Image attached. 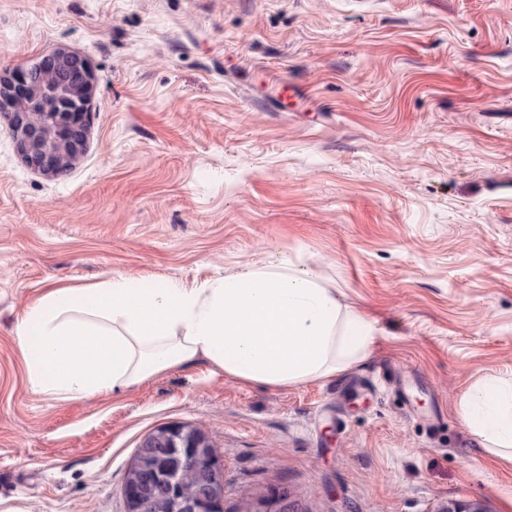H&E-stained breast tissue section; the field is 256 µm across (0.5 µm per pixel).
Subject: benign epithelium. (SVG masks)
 Returning a JSON list of instances; mask_svg holds the SVG:
<instances>
[{
	"mask_svg": "<svg viewBox=\"0 0 512 512\" xmlns=\"http://www.w3.org/2000/svg\"><path fill=\"white\" fill-rule=\"evenodd\" d=\"M96 90L87 59L58 51L35 68H17L0 76V113L6 116L16 149L32 169L54 176L68 170L84 153L89 105ZM141 459L125 487L127 512H146L144 488L155 491L159 512H219L224 472L205 436L182 425L156 430L144 440ZM204 459L197 490L185 492L188 465Z\"/></svg>",
	"mask_w": 512,
	"mask_h": 512,
	"instance_id": "7a95c632",
	"label": "benign epithelium"
}]
</instances>
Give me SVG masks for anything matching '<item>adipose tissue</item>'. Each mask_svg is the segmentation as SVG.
I'll return each instance as SVG.
<instances>
[{"label": "adipose tissue", "instance_id": "1", "mask_svg": "<svg viewBox=\"0 0 512 512\" xmlns=\"http://www.w3.org/2000/svg\"><path fill=\"white\" fill-rule=\"evenodd\" d=\"M375 324L293 262L255 265L186 288L117 276L54 288L15 327L33 393L116 392L204 359L225 376L286 388L363 360ZM472 434L512 459V380L487 378L459 401Z\"/></svg>", "mask_w": 512, "mask_h": 512}]
</instances>
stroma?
Wrapping results in <instances>:
<instances>
[{"instance_id":"obj_1","label":"stroma","mask_w":512,"mask_h":512,"mask_svg":"<svg viewBox=\"0 0 512 512\" xmlns=\"http://www.w3.org/2000/svg\"><path fill=\"white\" fill-rule=\"evenodd\" d=\"M60 49L96 79L79 162L34 171L0 117V512H127L171 425L207 436L223 512H512V462L459 415L512 377V0H0V74ZM282 259L375 323L367 359L30 391L14 327L48 289Z\"/></svg>"}]
</instances>
